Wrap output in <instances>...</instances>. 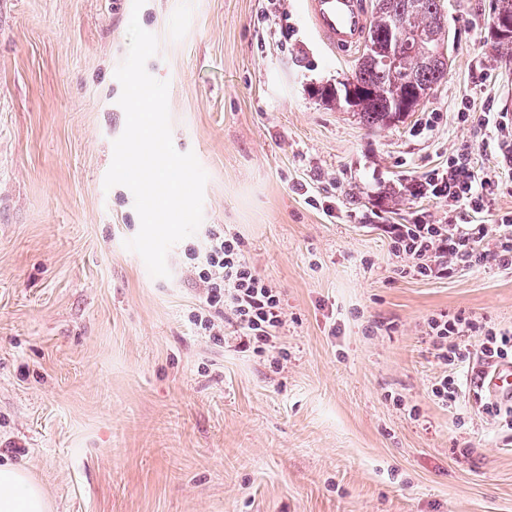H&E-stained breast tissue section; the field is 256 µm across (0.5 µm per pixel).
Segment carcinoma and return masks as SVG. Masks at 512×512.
<instances>
[{
	"instance_id": "carcinoma-1",
	"label": "carcinoma",
	"mask_w": 512,
	"mask_h": 512,
	"mask_svg": "<svg viewBox=\"0 0 512 512\" xmlns=\"http://www.w3.org/2000/svg\"><path fill=\"white\" fill-rule=\"evenodd\" d=\"M380 2L358 68L351 78L319 92L322 99L359 115L369 127L404 117L399 108L410 90L432 88L448 66L443 52L448 24L441 0ZM388 29L406 35L396 65L383 63L370 47ZM489 31L495 45H512V0H493Z\"/></svg>"
}]
</instances>
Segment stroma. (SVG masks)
I'll return each mask as SVG.
<instances>
[{
	"instance_id": "obj_1",
	"label": "stroma",
	"mask_w": 512,
	"mask_h": 512,
	"mask_svg": "<svg viewBox=\"0 0 512 512\" xmlns=\"http://www.w3.org/2000/svg\"><path fill=\"white\" fill-rule=\"evenodd\" d=\"M442 3L445 79L370 129L317 96L360 55L329 51L305 0H0V464L51 512H512V421L467 388L437 404L426 324L512 328V270L403 277L386 231L512 213L500 132L461 119L512 122V46L491 43V0ZM134 15L173 144L208 175L203 228L238 235L285 297L264 355L227 313L223 339L194 333L203 228L166 278L125 246L134 196L104 178ZM462 153L499 178L489 211L410 194Z\"/></svg>"
}]
</instances>
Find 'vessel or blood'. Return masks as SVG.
Masks as SVG:
<instances>
[{
  "instance_id": "obj_1",
  "label": "vessel or blood",
  "mask_w": 512,
  "mask_h": 512,
  "mask_svg": "<svg viewBox=\"0 0 512 512\" xmlns=\"http://www.w3.org/2000/svg\"><path fill=\"white\" fill-rule=\"evenodd\" d=\"M313 27L329 50L359 49L370 18L362 0H307ZM481 397L512 405V360L477 368L471 383Z\"/></svg>"
}]
</instances>
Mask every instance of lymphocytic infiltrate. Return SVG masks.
Wrapping results in <instances>:
<instances>
[{"label": "lymphocytic infiltrate", "instance_id": "f902f5d3", "mask_svg": "<svg viewBox=\"0 0 512 512\" xmlns=\"http://www.w3.org/2000/svg\"><path fill=\"white\" fill-rule=\"evenodd\" d=\"M425 184L431 194L447 198L449 206L479 213L487 209L494 193L491 178L477 177L468 157L449 160L446 170L429 175ZM397 255L410 258L402 275L420 278H452L461 268L494 265L512 269V215H503L495 233L482 224H394L389 228ZM192 272L202 287L199 305L191 316L197 335L221 338L215 311L230 309L241 332V351L264 352L283 323L284 299L277 288L261 278L248 264L241 240L223 225H212L203 250H189ZM438 360L451 366L431 392L443 407L455 405L460 391L456 369L478 358L489 364L512 358V329H499L462 315L439 314L428 318ZM483 333L479 347L469 338Z\"/></svg>", "mask_w": 512, "mask_h": 512}]
</instances>
